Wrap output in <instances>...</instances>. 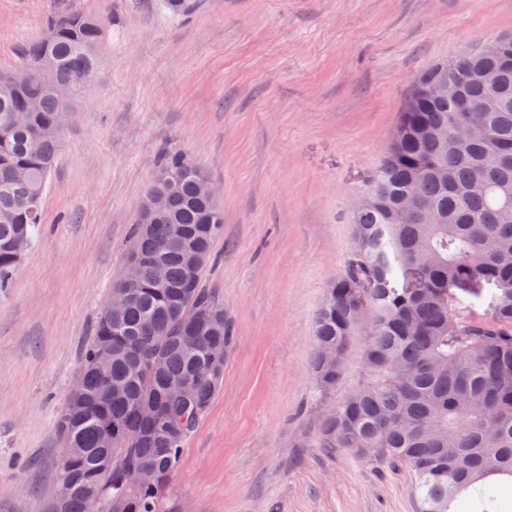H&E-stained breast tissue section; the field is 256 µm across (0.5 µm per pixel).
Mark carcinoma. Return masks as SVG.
<instances>
[{"label":"carcinoma","instance_id":"cac0c4a2","mask_svg":"<svg viewBox=\"0 0 512 512\" xmlns=\"http://www.w3.org/2000/svg\"><path fill=\"white\" fill-rule=\"evenodd\" d=\"M50 42L30 43L22 67L0 74V290L11 285L42 224V199L61 146L71 102L82 97V74L98 67L105 21L84 10L55 13ZM500 52L480 44L417 77L391 144L351 213L353 245L315 316L311 368L319 388L336 387L352 336H365V378L331 406L322 446L410 471L419 512H512V37ZM54 64L61 99L41 77ZM473 125L469 138L435 139L452 121ZM207 178L181 153H161L160 173L146 193L165 190L166 206L132 225L129 258L137 284L125 304L101 314L84 349L82 395H69L56 417L63 459L52 500L59 512H163L185 439L209 408L223 375L206 364L224 355L228 325L184 345L183 315L224 308L188 283L186 253L210 255L224 215L209 201ZM432 211L433 224L412 221L407 200ZM167 276L160 281L155 266ZM111 353L102 376L98 357ZM162 365L147 367L155 353ZM172 376L188 379L182 400H166ZM122 392L112 394V385ZM145 401L161 403L154 427L139 418ZM112 427L121 462L101 470L99 434ZM159 475L148 487L136 469Z\"/></svg>","mask_w":512,"mask_h":512}]
</instances>
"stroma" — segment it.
<instances>
[{"instance_id":"stroma-1","label":"stroma","mask_w":512,"mask_h":512,"mask_svg":"<svg viewBox=\"0 0 512 512\" xmlns=\"http://www.w3.org/2000/svg\"><path fill=\"white\" fill-rule=\"evenodd\" d=\"M64 6L106 26L98 78L63 125L43 233L0 292V512H44L55 491L56 415L163 150L217 190L224 230L201 286L233 333L166 512H418L409 471L322 447V416L362 380L364 338L320 393L315 315L413 80L512 35V0H0V72Z\"/></svg>"}]
</instances>
